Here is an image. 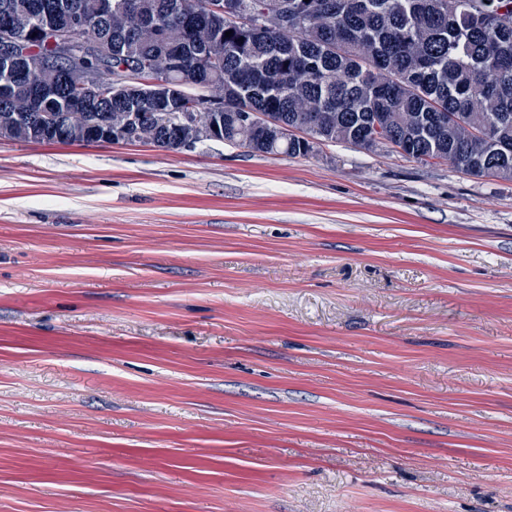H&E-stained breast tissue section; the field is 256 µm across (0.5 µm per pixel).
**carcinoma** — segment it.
Returning <instances> with one entry per match:
<instances>
[{"mask_svg": "<svg viewBox=\"0 0 512 512\" xmlns=\"http://www.w3.org/2000/svg\"><path fill=\"white\" fill-rule=\"evenodd\" d=\"M102 2L0 0V28L22 40L19 74L0 94V137L56 142L47 120L18 117L79 95L68 77L85 70L103 97L93 112L72 107L65 143H86L92 122L120 129L124 105L106 93L178 57L167 77L182 92L175 110L194 112L198 94L224 103L194 120L220 121L224 143L248 153L310 156L345 143L512 180V0H238L251 16L279 6L285 20L266 32L206 0ZM72 12L84 28L66 50L43 31L68 26ZM241 112L274 122L245 125ZM123 142L176 149L156 116Z\"/></svg>", "mask_w": 512, "mask_h": 512, "instance_id": "cac0c4a2", "label": "carcinoma"}]
</instances>
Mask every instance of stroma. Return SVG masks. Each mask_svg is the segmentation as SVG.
<instances>
[{
	"mask_svg": "<svg viewBox=\"0 0 512 512\" xmlns=\"http://www.w3.org/2000/svg\"><path fill=\"white\" fill-rule=\"evenodd\" d=\"M0 512H512V181L0 138Z\"/></svg>",
	"mask_w": 512,
	"mask_h": 512,
	"instance_id": "stroma-1",
	"label": "stroma"
}]
</instances>
